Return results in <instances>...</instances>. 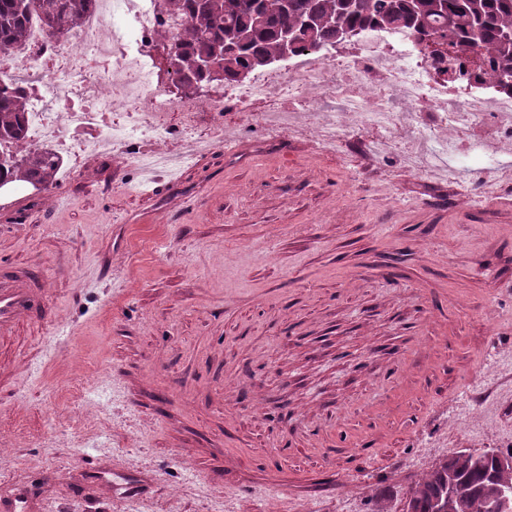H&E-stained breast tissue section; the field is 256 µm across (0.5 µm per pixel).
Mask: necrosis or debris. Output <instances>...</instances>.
I'll list each match as a JSON object with an SVG mask.
<instances>
[{
    "label": "necrosis or debris",
    "mask_w": 512,
    "mask_h": 512,
    "mask_svg": "<svg viewBox=\"0 0 512 512\" xmlns=\"http://www.w3.org/2000/svg\"><path fill=\"white\" fill-rule=\"evenodd\" d=\"M183 25L161 0H97L72 36H50L31 17L26 39L0 55V71L30 101L29 133L53 152L83 155L106 145L140 170L164 159L158 149L140 153V143L196 139L202 112L250 115L268 136L310 137L329 150L358 139L375 155L396 150L406 159L449 160L456 175L468 169L461 141L476 136L512 147V91L490 85L483 59L463 61L471 78L454 82L414 37L376 28L225 81L203 101L170 94L145 52L160 32ZM398 98L416 111H393ZM173 112L180 115L175 125Z\"/></svg>",
    "instance_id": "necrosis-or-debris-1"
}]
</instances>
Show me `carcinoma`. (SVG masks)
I'll return each mask as SVG.
<instances>
[{
    "label": "carcinoma",
    "mask_w": 512,
    "mask_h": 512,
    "mask_svg": "<svg viewBox=\"0 0 512 512\" xmlns=\"http://www.w3.org/2000/svg\"><path fill=\"white\" fill-rule=\"evenodd\" d=\"M93 0H0V54L21 43L29 17L41 16L51 35L75 34ZM186 24L175 34L161 33L167 43V73L179 79L205 57L224 63V81L236 78L244 66L254 71L281 60L282 35L306 22L297 51L325 43L348 41V35L385 27L416 36L437 63L447 58L482 55L496 64L493 77L512 71V46L499 34L512 28V0H165ZM26 94L10 75L0 72V143L15 151L0 153V180L51 190L57 185L63 160L45 147L27 141ZM493 462L469 449L452 452L416 483L409 504L413 512H434L455 487L458 512H490L496 481Z\"/></svg>",
    "instance_id": "obj_1"
}]
</instances>
